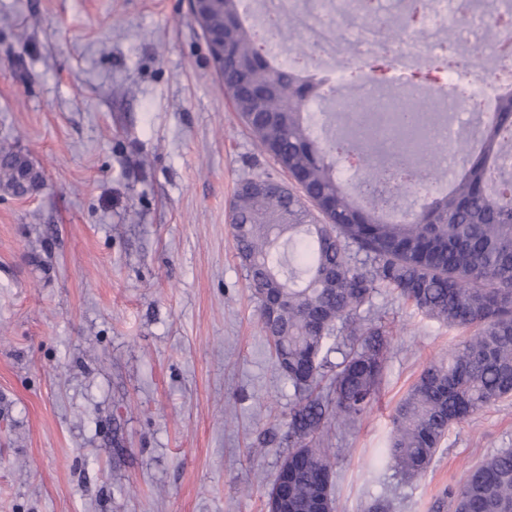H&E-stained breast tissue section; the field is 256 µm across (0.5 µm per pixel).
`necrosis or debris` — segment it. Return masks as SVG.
<instances>
[{
  "label": "necrosis or debris",
  "instance_id": "4bbe7bcc",
  "mask_svg": "<svg viewBox=\"0 0 512 512\" xmlns=\"http://www.w3.org/2000/svg\"><path fill=\"white\" fill-rule=\"evenodd\" d=\"M367 6L383 18L398 11L410 20L389 55L385 83L368 68L379 56L382 40L378 29L359 21ZM241 15L247 25L263 33V55L285 69L295 67L298 58L282 48L270 23L275 18L291 20L319 50L321 74L337 93L334 111L351 112L356 103L368 104L372 115L358 126L357 135L387 142L395 155L404 148L391 143V126L377 124L375 113L388 112L397 122H413L431 140L444 142L473 123L476 112H492L498 97L512 89V65L501 64L503 56H512V0H313L309 11L304 10L303 0H243ZM463 17L469 19L470 29L459 33V53L477 59L492 73L484 81L469 80L464 100L451 91L458 83L457 74L438 62L444 49L441 33L457 30ZM350 47L365 64L354 98L342 93L348 80L342 60Z\"/></svg>",
  "mask_w": 512,
  "mask_h": 512
}]
</instances>
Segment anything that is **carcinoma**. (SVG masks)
<instances>
[{
    "label": "carcinoma",
    "mask_w": 512,
    "mask_h": 512,
    "mask_svg": "<svg viewBox=\"0 0 512 512\" xmlns=\"http://www.w3.org/2000/svg\"><path fill=\"white\" fill-rule=\"evenodd\" d=\"M241 0H211L206 25L222 33L224 90L260 146L319 207L272 180L239 188L232 206L237 257L261 303L262 329L275 363L297 394L288 419V454L267 494V512H335L330 449L322 426L350 425L373 403L385 369L390 331L360 309L387 289L451 329L469 332L448 357L425 365L392 418L387 457L403 480L422 476L449 429L512 397V90L465 140L430 143V167L448 152L463 156L446 183L429 181L409 156L397 169L374 165L370 143L350 146L322 135L312 103L329 101L317 50L292 47L303 64L284 69L256 48L241 20ZM381 186L368 199L350 188L340 163L348 154ZM28 175L20 180L21 168ZM41 172L0 151V186L19 196ZM416 197L406 209L396 198ZM305 234L303 269H286L285 239ZM340 360H330L331 353ZM331 372L332 397L320 384ZM456 512H512V449L470 468L446 492Z\"/></svg>",
    "instance_id": "obj_1"
}]
</instances>
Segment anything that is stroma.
Instances as JSON below:
<instances>
[{"mask_svg": "<svg viewBox=\"0 0 512 512\" xmlns=\"http://www.w3.org/2000/svg\"><path fill=\"white\" fill-rule=\"evenodd\" d=\"M0 512H267L296 395L236 255L240 184L296 183L234 111L188 0H0ZM370 410L328 424L337 512H431L512 448V399L450 428L404 481L395 409L463 339L394 294ZM27 169L25 181L20 180L21 167ZM41 172L33 168L28 159L18 153L0 151V186L6 187L13 195L19 196L37 189L41 183Z\"/></svg>", "mask_w": 512, "mask_h": 512, "instance_id": "1", "label": "stroma"}]
</instances>
